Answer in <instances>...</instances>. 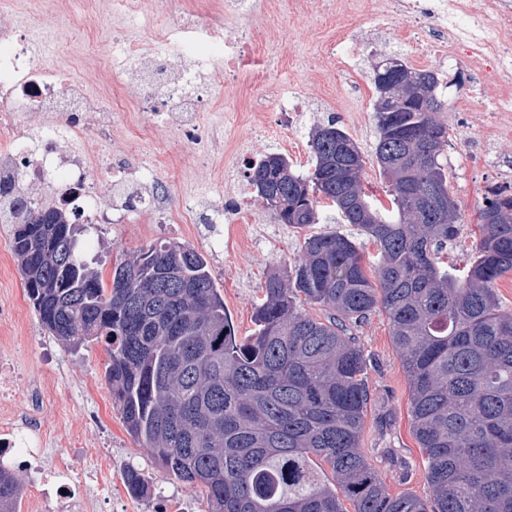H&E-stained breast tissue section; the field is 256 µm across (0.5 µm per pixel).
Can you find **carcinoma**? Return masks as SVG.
Here are the masks:
<instances>
[{"label": "carcinoma", "instance_id": "carcinoma-1", "mask_svg": "<svg viewBox=\"0 0 512 512\" xmlns=\"http://www.w3.org/2000/svg\"><path fill=\"white\" fill-rule=\"evenodd\" d=\"M409 71L431 78L427 96L397 112L374 105L390 208L368 199L364 157L334 119L311 132L310 170L279 153L249 166L255 200L278 223L318 224L324 201L378 256L370 275L353 237L304 234L289 272L267 276L249 336L237 335L195 249L160 241L115 260L106 283L69 215L48 205L16 212L0 194L41 324L74 350L105 342L104 383L127 432L170 476L201 489L209 512H512V313L495 291L512 272V194L486 199L470 264L448 266L459 213L443 163L440 81ZM376 311L408 379L428 501L389 493L359 448L367 362L351 329ZM123 479L132 496L148 495L136 467ZM21 490L0 469V512H17Z\"/></svg>", "mask_w": 512, "mask_h": 512}]
</instances>
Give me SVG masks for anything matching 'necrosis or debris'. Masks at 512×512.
<instances>
[{
    "instance_id": "4bbe7bcc",
    "label": "necrosis or debris",
    "mask_w": 512,
    "mask_h": 512,
    "mask_svg": "<svg viewBox=\"0 0 512 512\" xmlns=\"http://www.w3.org/2000/svg\"><path fill=\"white\" fill-rule=\"evenodd\" d=\"M253 7L252 0H225L221 5L205 0L197 19L184 21V28L223 39L224 58L217 64L195 56L190 43L175 39L167 27L158 29L149 45L134 44L122 18L138 7L134 0H112L114 33L100 55L111 59L113 72L137 76L131 98L117 80L107 97L93 96L78 66L58 55L36 56L26 30L0 23V179L22 200L51 203L68 212L74 223L108 222L100 202L123 179H90L101 154H87L77 144L93 130L103 152L111 151L115 113L133 108L143 112L148 125L164 126L197 145L206 157H215L218 128L204 122L205 91L193 84L192 73L206 71L221 81L255 71L251 34H225L223 23L224 17L243 15ZM397 16L410 19L417 41L431 55L454 61L470 74L472 83L491 91L488 111H512V0H486L480 7L473 0H437L431 9L421 8L416 0H387L382 19ZM175 55L191 58V69L172 75L160 67V60ZM26 112L39 113L40 125H27L22 119ZM43 397L35 388L23 400L14 384L0 383V466L22 470L31 458L41 460L27 512H96L100 503L112 498V443L80 436L73 442L74 454L55 450L51 430L29 416L30 407ZM75 454L92 463L79 494L70 488Z\"/></svg>"
}]
</instances>
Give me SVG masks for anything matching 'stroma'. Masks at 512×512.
I'll use <instances>...</instances> for the list:
<instances>
[{"instance_id":"obj_1","label":"stroma","mask_w":512,"mask_h":512,"mask_svg":"<svg viewBox=\"0 0 512 512\" xmlns=\"http://www.w3.org/2000/svg\"><path fill=\"white\" fill-rule=\"evenodd\" d=\"M307 2L304 13L294 9L292 0H276L274 8L257 7L238 20L239 28L255 35L254 56L270 67L262 84L243 76L233 82L211 83V108L224 125V152L217 162L202 160L191 146L175 142L167 129L142 131L134 113L115 119L114 159L126 171L129 192L159 193L167 209H146L126 223L97 224L81 232L80 246L103 278H110L118 255L136 253L161 239L188 245L207 259L226 311L238 334L247 336L254 328V308L268 273L293 266L301 235L278 223L269 209L255 202L240 157L278 152L288 155L295 170H307L313 163L311 132L332 117L366 158L365 187L382 196L373 157L377 140L373 68L385 58L398 56L414 68L428 69L432 66L429 53L411 41L405 18L388 20L383 29L371 30L366 18L381 12L385 0H358V11L352 15L337 10L336 0ZM6 18L30 28L38 53H56L58 44L66 41L72 49L87 48L86 40H71L55 13L35 17L16 10ZM352 25L360 28L365 50L343 67L332 61L329 48ZM438 76L442 83L438 93L447 107L441 118L448 125V186L458 204L461 224L448 261L461 268L470 258L477 213L486 196L493 190L512 191V112H489L480 104L467 112L454 111L456 99L470 91L469 76L451 63L440 68ZM273 85L283 86L307 104L294 130L284 131L280 125L282 102L271 97ZM165 154L170 155L171 166L153 167L152 158ZM190 189L201 202L202 222L169 223V212L177 209ZM215 208L223 209V223L206 222V215ZM7 261V267L0 268V300L16 298L22 306L16 318L0 321V351L22 353L21 372L14 377L19 394H26L33 380L47 387L37 417L52 429L58 449H67L78 434L111 436L117 460L112 490L122 498L124 512H164L166 506L180 501L192 502L194 512H208L198 488L174 480L126 431L103 380L108 362L105 344L94 341L72 351L51 336L27 300L17 258L11 255ZM352 334L368 360L370 404L360 449L389 493L429 498L424 459L410 429L408 379L389 323L375 312ZM94 414L99 417L95 423L90 420ZM129 464L149 481V498H128L122 473Z\"/></svg>"}]
</instances>
